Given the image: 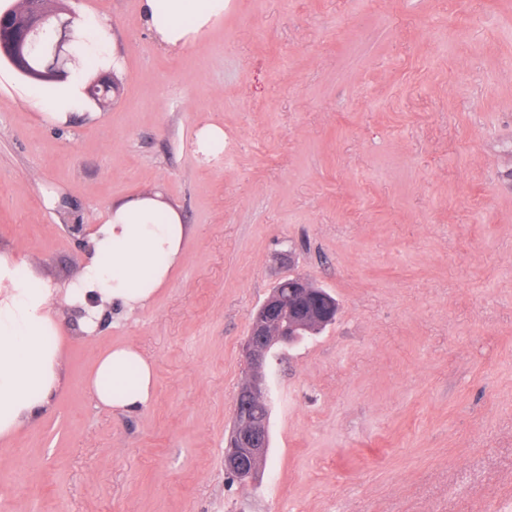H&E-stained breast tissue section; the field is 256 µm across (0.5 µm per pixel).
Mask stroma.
I'll use <instances>...</instances> for the list:
<instances>
[{"instance_id":"1","label":"stroma","mask_w":512,"mask_h":512,"mask_svg":"<svg viewBox=\"0 0 512 512\" xmlns=\"http://www.w3.org/2000/svg\"><path fill=\"white\" fill-rule=\"evenodd\" d=\"M61 4L109 19L121 92L59 127L0 61V246L74 280L49 187L86 224L157 188L190 232L145 308L90 335L56 305L63 380L0 440V512H512V0H229L179 55L138 0ZM295 275L339 312L270 364L244 488L224 469L242 345ZM124 344L155 369L136 413L87 386ZM198 151L204 155H211L224 149V130L217 125H206L197 133Z\"/></svg>"}]
</instances>
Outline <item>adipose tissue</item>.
Listing matches in <instances>:
<instances>
[{"instance_id":"adipose-tissue-1","label":"adipose tissue","mask_w":512,"mask_h":512,"mask_svg":"<svg viewBox=\"0 0 512 512\" xmlns=\"http://www.w3.org/2000/svg\"><path fill=\"white\" fill-rule=\"evenodd\" d=\"M226 2L140 0V21L159 48L181 53L223 19ZM110 29L106 19L81 17L71 77L50 96L24 90V104L63 126L81 115L88 79L124 65ZM187 235L180 208L159 190L113 201L90 235L93 255L64 293L68 305L83 311L86 331L98 329L106 306L145 308L179 263ZM21 264L14 252L0 249V439L36 423L62 380L55 290L36 272L20 277ZM88 385L100 404L136 412L152 397L154 367L135 346H117L95 360Z\"/></svg>"}]
</instances>
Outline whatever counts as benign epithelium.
<instances>
[{
	"label": "benign epithelium",
	"mask_w": 512,
	"mask_h": 512,
	"mask_svg": "<svg viewBox=\"0 0 512 512\" xmlns=\"http://www.w3.org/2000/svg\"><path fill=\"white\" fill-rule=\"evenodd\" d=\"M59 22V14L46 9L42 0H23L14 16L0 17V52L22 57L40 48ZM63 227L78 248L91 253V225L82 224L76 207L67 202ZM336 320L328 297L303 277H294L288 297L274 288L257 309L243 344L246 377L234 397L233 428L224 448V469L240 484L256 482L269 448V420L252 415L251 404L269 398L266 371L276 346L290 347L302 340L299 332L321 328Z\"/></svg>",
	"instance_id": "7a95c632"
}]
</instances>
